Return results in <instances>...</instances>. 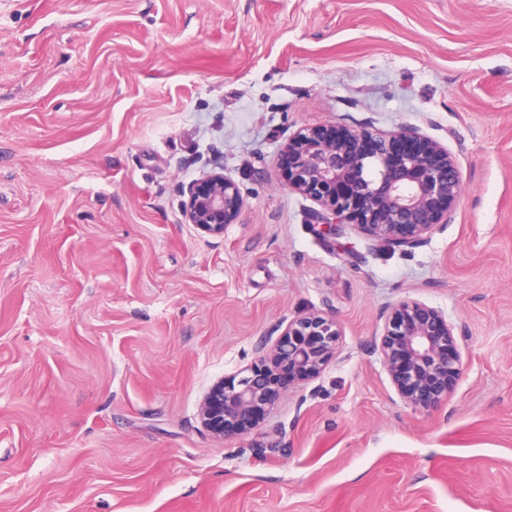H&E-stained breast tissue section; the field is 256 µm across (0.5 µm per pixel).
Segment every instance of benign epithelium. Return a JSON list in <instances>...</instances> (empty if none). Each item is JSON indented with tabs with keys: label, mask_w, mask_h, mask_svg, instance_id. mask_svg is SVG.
Segmentation results:
<instances>
[{
	"label": "benign epithelium",
	"mask_w": 512,
	"mask_h": 512,
	"mask_svg": "<svg viewBox=\"0 0 512 512\" xmlns=\"http://www.w3.org/2000/svg\"><path fill=\"white\" fill-rule=\"evenodd\" d=\"M317 125L288 140L277 168L288 188L311 199L318 224H350L391 248L412 249L452 222L462 177L448 148L416 127L395 132ZM184 216L211 236L224 235L244 205L239 185L214 169L186 187ZM374 350L398 394L414 409L434 412L448 403L464 362V323L417 300L386 308ZM343 328L326 308L288 321L275 344L246 375L217 381L199 411L202 425L227 439L251 433L282 391L321 373L336 353Z\"/></svg>",
	"instance_id": "7a95c632"
}]
</instances>
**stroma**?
Wrapping results in <instances>:
<instances>
[{
	"label": "stroma",
	"mask_w": 512,
	"mask_h": 512,
	"mask_svg": "<svg viewBox=\"0 0 512 512\" xmlns=\"http://www.w3.org/2000/svg\"><path fill=\"white\" fill-rule=\"evenodd\" d=\"M405 126L462 173L391 250L310 220L305 126ZM222 166V236L182 188ZM466 322L427 414L373 342L388 305ZM327 307L322 372L250 434L199 409ZM0 512H512V0H0Z\"/></svg>",
	"instance_id": "obj_1"
}]
</instances>
